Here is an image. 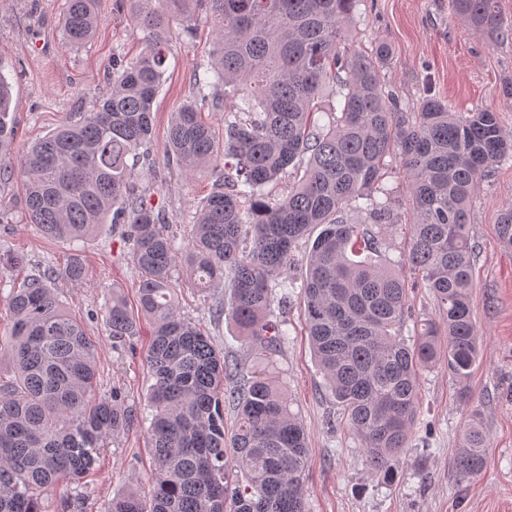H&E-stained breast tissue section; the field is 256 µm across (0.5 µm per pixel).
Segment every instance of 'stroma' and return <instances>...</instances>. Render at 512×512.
Masks as SVG:
<instances>
[{"label": "stroma", "instance_id": "35a3bbf8", "mask_svg": "<svg viewBox=\"0 0 512 512\" xmlns=\"http://www.w3.org/2000/svg\"><path fill=\"white\" fill-rule=\"evenodd\" d=\"M67 0H0V75L12 85L17 108L15 155L53 131L73 112L92 111L110 87L113 55L133 59L141 34L115 0H98V27L85 46L65 48L61 25ZM360 22L350 50L367 53L376 43L391 47L381 80L406 106L424 95L447 100L454 111L479 106L496 109L512 133V38L494 40L473 33L452 11L451 0H361ZM188 31H177L168 55L166 80L154 103L156 122L149 152L162 159L170 115L193 93L192 75L207 62L214 31L204 10H195ZM139 185L154 188L152 202L165 211L168 231L179 247L190 239L184 212L210 192L212 170L193 178L179 171L153 175L138 166ZM512 205V160L500 164L473 196L475 245L471 302L483 338L479 359L465 384L444 366L422 371L419 423L394 481L374 477L365 464L359 439L341 422L335 402L303 329V300L292 294L286 318L288 339L274 355L291 411L304 424L309 455L304 493L308 512H512V251L497 236L501 208ZM21 179L0 185V246L24 256L22 266L0 268V338L11 327L7 296L30 277L54 270L50 286L81 322L97 351V386L92 400L119 394L125 405L143 408L152 383L145 363L148 335L116 350L104 323V307L120 291L136 308L139 277L119 232L104 225L84 243L82 283L62 271L73 255L66 243L44 238L25 220ZM182 313L209 334L213 344L243 368L254 353L233 324L214 318L212 293L181 281ZM480 410L489 434L482 471L468 482L451 475L452 452L471 410ZM153 465L145 428L134 427L107 440L96 464L95 493L88 512H106L114 494L128 487L147 491Z\"/></svg>", "mask_w": 512, "mask_h": 512}]
</instances>
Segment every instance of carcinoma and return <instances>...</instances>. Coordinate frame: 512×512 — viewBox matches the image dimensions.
I'll use <instances>...</instances> for the list:
<instances>
[{"label":"carcinoma","mask_w":512,"mask_h":512,"mask_svg":"<svg viewBox=\"0 0 512 512\" xmlns=\"http://www.w3.org/2000/svg\"><path fill=\"white\" fill-rule=\"evenodd\" d=\"M207 5L214 49L193 100L172 113L163 167L188 178L224 163L222 181L185 221V252L164 233L165 214L135 185L136 166L158 168L139 149L153 133V105L164 81L174 20ZM361 0H117L141 31L142 51L112 57L110 92L91 112L66 118L20 159L27 223L74 246L110 223L122 227L140 274V315L112 292L105 324L112 345L152 324L147 364L154 379L151 412L91 402L96 346L64 309L47 271L12 289V326L0 359L15 371L0 380V512H47L41 493L69 484L54 512H87V481L104 441L148 424L154 472L150 498L137 490L112 498L107 512H307L308 437L288 408L271 355L288 336L274 309L288 306L287 278L299 242L318 230L304 257L303 322L314 358L342 419L360 440L366 464L383 480L399 473L418 420L421 370L439 363L460 384L481 346L471 307L470 203L478 183L512 158V136L498 112H455L423 97L412 111L386 90L380 71L391 47L349 52ZM454 14L493 39L512 37V18L496 0H452ZM95 0H68L66 46L95 34ZM336 100L320 125L325 97ZM224 109V141L202 121L198 105ZM11 85L0 75V182L13 154ZM404 169L410 212V270L429 288L436 321L411 316L402 270L373 259L380 242L364 224H397L393 191L383 185L386 158ZM294 175L285 196L265 188ZM498 237L512 250V206L501 211ZM204 291H224L225 315L263 356L247 371L225 361L200 325L178 306L176 268ZM63 276L84 279L75 254ZM232 384L224 386V379ZM237 428L224 434V404ZM488 433L472 411L454 449L458 482L483 466Z\"/></svg>","instance_id":"1"}]
</instances>
